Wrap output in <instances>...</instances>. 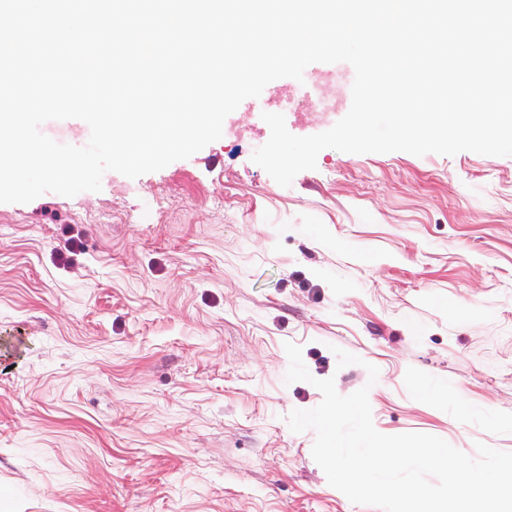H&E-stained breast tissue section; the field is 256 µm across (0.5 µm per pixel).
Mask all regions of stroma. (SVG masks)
I'll return each mask as SVG.
<instances>
[{"label":"stroma","mask_w":512,"mask_h":512,"mask_svg":"<svg viewBox=\"0 0 512 512\" xmlns=\"http://www.w3.org/2000/svg\"><path fill=\"white\" fill-rule=\"evenodd\" d=\"M252 154L0 203V512H379L290 430L288 342L381 433L512 452V156Z\"/></svg>","instance_id":"1"}]
</instances>
